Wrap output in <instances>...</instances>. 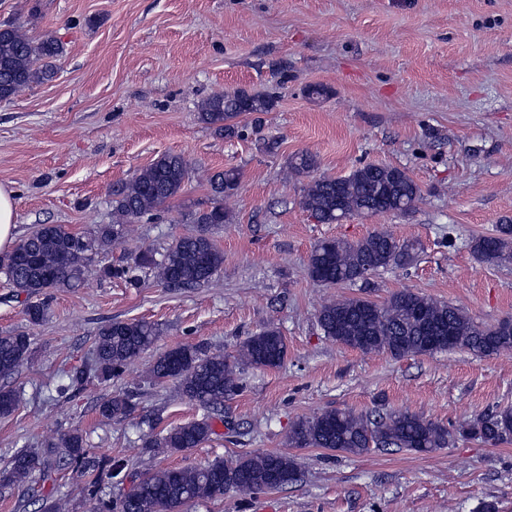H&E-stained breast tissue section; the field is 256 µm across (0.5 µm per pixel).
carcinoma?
<instances>
[{
  "label": "carcinoma",
  "mask_w": 512,
  "mask_h": 512,
  "mask_svg": "<svg viewBox=\"0 0 512 512\" xmlns=\"http://www.w3.org/2000/svg\"><path fill=\"white\" fill-rule=\"evenodd\" d=\"M61 51L58 40L49 34L36 39L15 23L0 25V101H10L33 85L52 79L53 61ZM274 101L272 94L245 90L216 94L201 102L198 119L214 132L231 137L238 134L241 115L269 112ZM316 168L317 160L309 153L296 154L288 162L291 174L310 178L301 205L321 224H338L370 213L405 214L421 196L415 181L397 167L367 164L344 177L313 178L311 173ZM189 172V163L180 154L158 157L114 187L112 223L98 225L87 233L74 232L63 224H40L0 256V269L16 293L28 298L79 287L89 273L92 254L119 243L128 235L130 225L181 192ZM207 183L217 201L191 213L193 232L161 252L143 249L127 265L103 269V275L124 278L137 286L140 274L148 273L168 288L209 281L224 264V254L215 245L211 230L230 220L224 200L237 195L240 173L235 168L226 169L209 176ZM472 251L482 262L511 265L512 224H501L496 234L475 239ZM414 259L415 244L380 230L355 243L320 241L310 254L307 270L315 284L333 288L363 282L382 269L402 267ZM317 320L324 334L344 347L363 353H386L396 359L426 353L425 344L431 336L450 337L455 346L481 356L512 351L511 319L482 326L460 308L409 289L392 294L382 303L362 297L333 301L319 309ZM157 334L155 325L143 320L112 321L101 326L95 339L94 371L108 380L121 376L128 362L151 348ZM286 354L284 337L278 328L269 326L242 341L231 360L199 345H185L160 354L150 373L158 382L176 381L184 398L219 412L224 398L240 388L237 368H276L283 364ZM30 358L29 337L15 332L0 334V379L19 374ZM18 400L15 389L1 386L0 417L11 415ZM133 408L129 398L111 396L99 405V412L107 419L122 418ZM213 433V419L206 416L167 429L150 446L172 453L188 452L208 441ZM457 435L490 445L511 442L512 407L477 416L453 430L403 410L373 415L331 409L298 420L288 444L292 448H327L352 455L373 448L429 453L449 447ZM44 447L43 451L30 448L14 454L0 473V480L24 484L37 472L47 473L50 456L59 450L88 474L85 497L95 503V512H185L189 503L227 491L251 495L268 490L273 471L281 473L283 486L298 477V464L288 454H242L230 463L216 458L203 467L157 470L140 478L120 497L106 500L104 479L119 476L124 463L93 455L78 431L53 437L45 441Z\"/></svg>",
  "instance_id": "1"
}]
</instances>
